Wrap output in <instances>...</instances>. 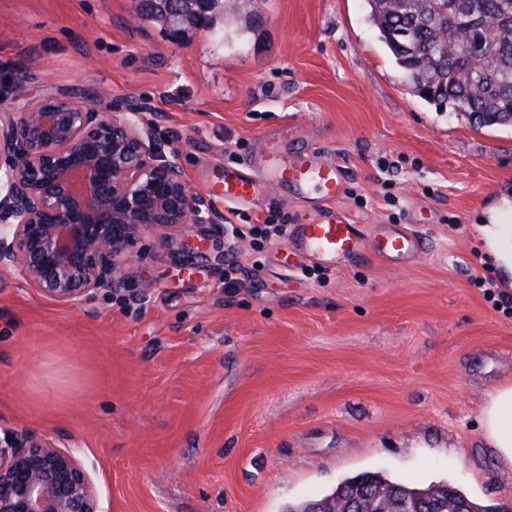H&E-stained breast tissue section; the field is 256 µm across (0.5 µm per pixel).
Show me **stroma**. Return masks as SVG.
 Wrapping results in <instances>:
<instances>
[{"label":"stroma","instance_id":"obj_1","mask_svg":"<svg viewBox=\"0 0 512 512\" xmlns=\"http://www.w3.org/2000/svg\"><path fill=\"white\" fill-rule=\"evenodd\" d=\"M224 14L174 39L140 0H0V95L16 111L97 93L102 111L135 110L220 218L225 164L290 122L343 167L352 222L416 225L422 252L317 281L290 275L287 240L257 252L187 223L181 241L203 250L145 232L119 296L65 306L0 271V427L73 451L109 512H282L363 472L512 512V469L480 426L512 382V313L476 285L500 278L477 224L512 190V128L420 98L364 0ZM268 196L235 223L325 208ZM219 252L241 266L233 286Z\"/></svg>","mask_w":512,"mask_h":512}]
</instances>
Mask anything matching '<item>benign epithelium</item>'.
Segmentation results:
<instances>
[{"mask_svg": "<svg viewBox=\"0 0 512 512\" xmlns=\"http://www.w3.org/2000/svg\"><path fill=\"white\" fill-rule=\"evenodd\" d=\"M134 113L47 97L21 112L0 99V270L62 305L127 287L148 230L218 225L180 155L160 159ZM0 512H107L73 452L14 430L0 435Z\"/></svg>", "mask_w": 512, "mask_h": 512, "instance_id": "7a95c632", "label": "benign epithelium"}]
</instances>
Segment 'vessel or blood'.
I'll return each mask as SVG.
<instances>
[{"label":"vessel or blood","instance_id":"1","mask_svg":"<svg viewBox=\"0 0 512 512\" xmlns=\"http://www.w3.org/2000/svg\"><path fill=\"white\" fill-rule=\"evenodd\" d=\"M262 141L248 170L225 166L221 190L225 201H257L271 188L292 192L301 200L314 196L330 204L344 196L347 181L341 166L318 147L302 141L295 128L280 125ZM422 248L421 237L406 225L381 224L369 231L337 211L318 220L297 221L288 242L290 255L326 269L353 264L368 252L402 267Z\"/></svg>","mask_w":512,"mask_h":512}]
</instances>
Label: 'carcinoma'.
I'll return each instance as SVG.
<instances>
[{
  "mask_svg": "<svg viewBox=\"0 0 512 512\" xmlns=\"http://www.w3.org/2000/svg\"><path fill=\"white\" fill-rule=\"evenodd\" d=\"M221 0L206 13L186 0L173 14L155 0L143 16L169 31L210 29L224 16ZM368 19L396 64L420 97L449 108L479 126H512V0H365ZM480 40V53L466 54V43ZM462 506L492 512L451 484L410 486L380 472L345 479L320 499L289 504L283 512H441Z\"/></svg>",
  "mask_w": 512,
  "mask_h": 512,
  "instance_id": "obj_1",
  "label": "carcinoma"
}]
</instances>
